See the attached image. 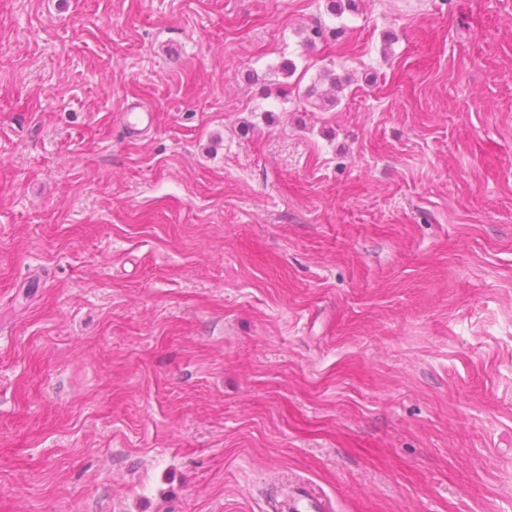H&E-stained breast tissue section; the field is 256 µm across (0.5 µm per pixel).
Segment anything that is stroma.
<instances>
[{
    "label": "stroma",
    "mask_w": 512,
    "mask_h": 512,
    "mask_svg": "<svg viewBox=\"0 0 512 512\" xmlns=\"http://www.w3.org/2000/svg\"><path fill=\"white\" fill-rule=\"evenodd\" d=\"M297 485L512 512V0H0V512ZM328 82L330 86L328 89L323 88V84ZM346 79L337 76L334 69L325 68L319 71L316 79L307 85L302 94L303 99L313 106L323 108L325 106H332L338 101V95L344 90ZM335 93H330V92ZM152 121L150 110L137 103L129 104L122 115L123 129L129 137L145 135L150 130Z\"/></svg>",
    "instance_id": "35a3bbf8"
}]
</instances>
